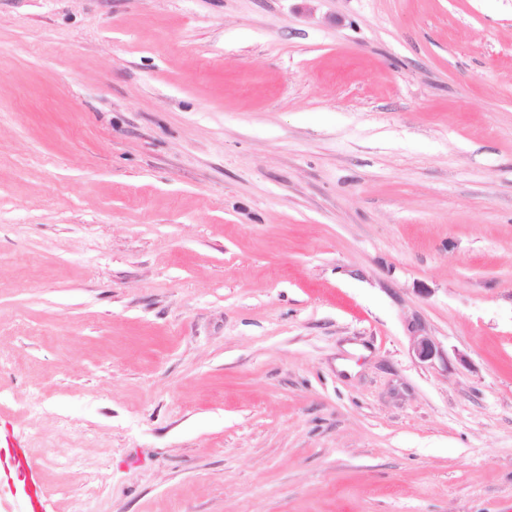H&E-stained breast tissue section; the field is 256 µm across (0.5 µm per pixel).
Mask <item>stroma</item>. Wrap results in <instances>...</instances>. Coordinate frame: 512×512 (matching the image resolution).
Listing matches in <instances>:
<instances>
[{"mask_svg": "<svg viewBox=\"0 0 512 512\" xmlns=\"http://www.w3.org/2000/svg\"><path fill=\"white\" fill-rule=\"evenodd\" d=\"M14 444L47 512H512V0H0ZM411 350L414 356L422 362H431L441 357V352L429 337L423 324L412 326Z\"/></svg>", "mask_w": 512, "mask_h": 512, "instance_id": "1", "label": "stroma"}]
</instances>
